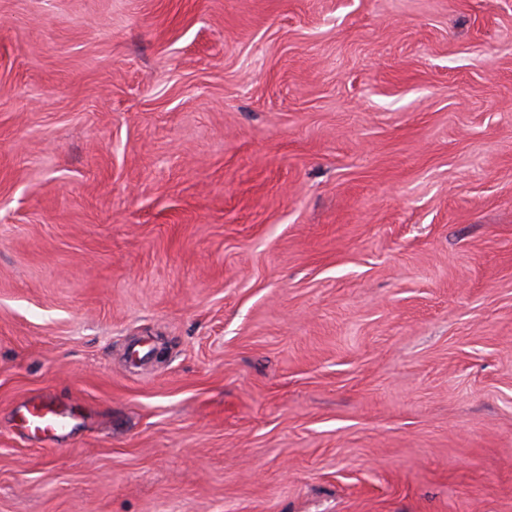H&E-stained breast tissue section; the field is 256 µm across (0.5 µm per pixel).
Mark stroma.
I'll list each match as a JSON object with an SVG mask.
<instances>
[{
  "instance_id": "obj_1",
  "label": "stroma",
  "mask_w": 512,
  "mask_h": 512,
  "mask_svg": "<svg viewBox=\"0 0 512 512\" xmlns=\"http://www.w3.org/2000/svg\"><path fill=\"white\" fill-rule=\"evenodd\" d=\"M0 512H512V0H0ZM23 428L45 441H55L64 431L71 414L47 399L28 400L23 406Z\"/></svg>"
}]
</instances>
